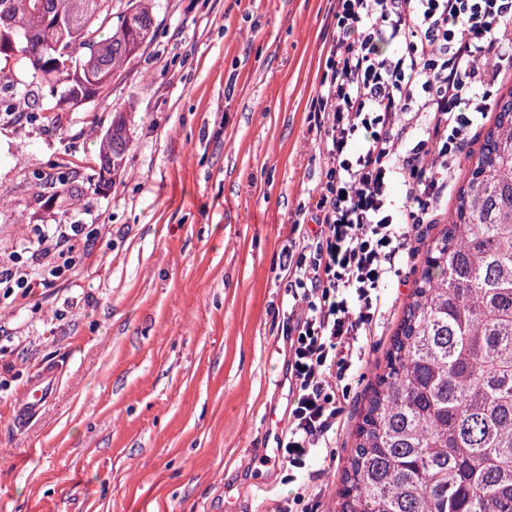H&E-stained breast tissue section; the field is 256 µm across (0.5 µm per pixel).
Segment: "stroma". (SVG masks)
<instances>
[{
    "mask_svg": "<svg viewBox=\"0 0 512 512\" xmlns=\"http://www.w3.org/2000/svg\"><path fill=\"white\" fill-rule=\"evenodd\" d=\"M331 0H157L149 43L106 97L56 129L0 115V258L29 259L48 224L94 245L27 299L0 294V512H336L365 407L427 245L413 236L381 336L351 374L345 427L309 484L262 455L265 412L287 413L283 249L319 181L309 105L334 34ZM131 148L111 190L60 205L86 180L115 113ZM61 366L26 428L9 413L35 372Z\"/></svg>",
    "mask_w": 512,
    "mask_h": 512,
    "instance_id": "stroma-1",
    "label": "stroma"
}]
</instances>
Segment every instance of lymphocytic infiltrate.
Listing matches in <instances>:
<instances>
[{
  "mask_svg": "<svg viewBox=\"0 0 512 512\" xmlns=\"http://www.w3.org/2000/svg\"><path fill=\"white\" fill-rule=\"evenodd\" d=\"M332 20L309 109L320 180L283 265L292 399L280 448L300 472L336 436L385 290L512 68V0H334ZM91 244L82 225H56L31 263L0 265V285L30 296Z\"/></svg>",
  "mask_w": 512,
  "mask_h": 512,
  "instance_id": "f902f5d3",
  "label": "lymphocytic infiltrate"
}]
</instances>
